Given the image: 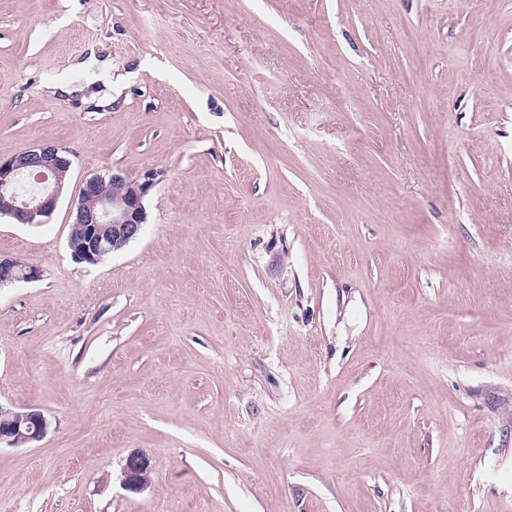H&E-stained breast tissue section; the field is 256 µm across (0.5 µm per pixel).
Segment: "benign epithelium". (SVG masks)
<instances>
[{"instance_id":"benign-epithelium-1","label":"benign epithelium","mask_w":512,"mask_h":512,"mask_svg":"<svg viewBox=\"0 0 512 512\" xmlns=\"http://www.w3.org/2000/svg\"><path fill=\"white\" fill-rule=\"evenodd\" d=\"M71 166L67 152L49 143L0 156V217L8 216L20 224L44 223L63 195ZM25 175H33L44 184L31 201L21 199L17 191ZM153 181L151 176L141 182L130 181L118 171L85 179L71 213V257L78 263L96 264L103 255L136 239L146 224L144 201ZM38 276L37 267L0 255V287ZM48 427V419L38 409L19 413L0 405V443L14 446L37 442ZM151 473L149 458L135 451L125 460L121 484L129 491H141L151 482Z\"/></svg>"}]
</instances>
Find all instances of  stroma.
Returning a JSON list of instances; mask_svg holds the SVG:
<instances>
[{"mask_svg": "<svg viewBox=\"0 0 512 512\" xmlns=\"http://www.w3.org/2000/svg\"><path fill=\"white\" fill-rule=\"evenodd\" d=\"M93 45L111 105L50 93ZM42 143L0 512H512V0H0V156ZM114 170L147 221L76 263ZM153 176L138 182L112 171L85 179L71 213L68 237L76 262L97 264L103 255L108 253L102 259L140 235L147 218L144 201L154 184ZM107 181L117 192L112 198L106 191ZM48 427V419L38 409L29 408L19 413L0 404V445L2 442L14 446L40 441ZM151 473L149 458L142 452H132L122 468L121 484L126 490L141 491L151 482Z\"/></svg>", "mask_w": 512, "mask_h": 512, "instance_id": "35a3bbf8", "label": "stroma"}]
</instances>
